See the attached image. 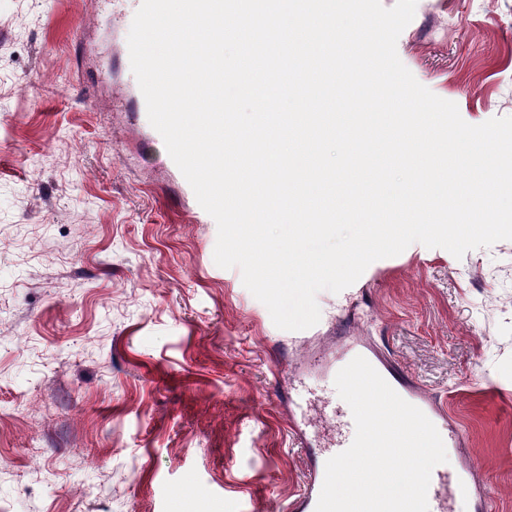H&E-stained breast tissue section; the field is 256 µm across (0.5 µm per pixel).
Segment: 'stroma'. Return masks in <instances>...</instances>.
I'll list each match as a JSON object with an SVG mask.
<instances>
[{
	"label": "stroma",
	"instance_id": "stroma-1",
	"mask_svg": "<svg viewBox=\"0 0 512 512\" xmlns=\"http://www.w3.org/2000/svg\"><path fill=\"white\" fill-rule=\"evenodd\" d=\"M134 6L0 0V512H287L310 460L278 394L326 445L346 336L448 407L512 512V240L412 244L278 329L125 104ZM397 53L467 123L512 116V0H418Z\"/></svg>",
	"mask_w": 512,
	"mask_h": 512
}]
</instances>
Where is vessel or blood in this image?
<instances>
[{"mask_svg": "<svg viewBox=\"0 0 512 512\" xmlns=\"http://www.w3.org/2000/svg\"><path fill=\"white\" fill-rule=\"evenodd\" d=\"M367 360L404 400L424 412L449 448L456 450L463 447L464 434L451 420L447 408L426 395L398 363L374 354L368 355ZM354 434L353 417L344 414L341 430L333 445L316 453L310 478L303 492L295 498L290 512H315L324 481L325 463L330 457L348 448ZM428 507L429 512H488L489 495L477 481L470 459H463L459 469L453 473L445 469H433L428 489Z\"/></svg>", "mask_w": 512, "mask_h": 512, "instance_id": "1", "label": "vessel or blood"}]
</instances>
